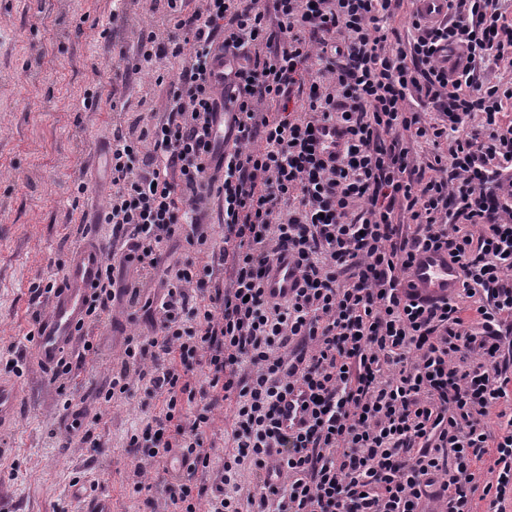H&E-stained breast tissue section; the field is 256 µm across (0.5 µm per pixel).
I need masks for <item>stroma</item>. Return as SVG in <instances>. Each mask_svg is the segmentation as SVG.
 <instances>
[{
    "mask_svg": "<svg viewBox=\"0 0 512 512\" xmlns=\"http://www.w3.org/2000/svg\"><path fill=\"white\" fill-rule=\"evenodd\" d=\"M167 19L166 0H0V378L20 384L19 416L0 432V512H81L77 481L107 496L112 512H174L162 486L133 489L143 451L130 437L164 414L165 395L134 372L127 392L108 391L146 320L123 303L87 321L59 378L27 339L31 312L50 303L34 285L62 282L85 239L112 244L111 225L87 221L112 192L104 148L117 127L140 137L188 65L181 56L138 66L140 31L164 38ZM76 415L85 433L70 438Z\"/></svg>",
    "mask_w": 512,
    "mask_h": 512,
    "instance_id": "obj_1",
    "label": "stroma"
}]
</instances>
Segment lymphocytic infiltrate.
I'll return each mask as SVG.
<instances>
[{
  "label": "lymphocytic infiltrate",
  "instance_id": "lymphocytic-infiltrate-1",
  "mask_svg": "<svg viewBox=\"0 0 512 512\" xmlns=\"http://www.w3.org/2000/svg\"><path fill=\"white\" fill-rule=\"evenodd\" d=\"M166 2V45L142 32L140 59L191 64L145 133L151 157L112 134L103 214L126 251L105 261L87 308L96 319L124 298L154 320L125 348L167 399L142 439L152 462L179 450L190 464L176 479L138 466V490L161 480L177 512L203 499L208 512H475L479 500L512 512V84L484 76L512 67V15L447 0L437 19L413 10L405 38L390 24L403 0H200L190 14ZM223 110L221 147L210 129ZM415 143L431 146L427 165ZM213 200L222 282L209 265L166 264L178 234L207 245ZM429 247L460 268L451 295L408 280ZM285 253L297 284L276 301L265 278ZM131 267L166 268L161 297L141 299ZM296 390L308 420L287 434L277 404ZM230 397L234 452L196 487ZM245 464L249 488L236 480Z\"/></svg>",
  "mask_w": 512,
  "mask_h": 512
}]
</instances>
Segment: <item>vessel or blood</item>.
I'll return each instance as SVG.
<instances>
[{"mask_svg":"<svg viewBox=\"0 0 512 512\" xmlns=\"http://www.w3.org/2000/svg\"><path fill=\"white\" fill-rule=\"evenodd\" d=\"M103 261L104 248L93 238L86 240L70 255L64 284L36 330L35 351L43 367H53L70 349L77 329L85 318L87 299L98 286ZM411 278L425 294L447 295L458 288L460 270L450 261L447 252L430 250L418 257ZM295 281L296 273L290 260L281 257L273 262L268 272L267 292L273 299H285ZM19 394L18 381L0 379V429L15 422ZM303 418L302 395L295 393L281 402L279 419L284 429H296Z\"/></svg>","mask_w":512,"mask_h":512,"instance_id":"1","label":"vessel or blood"}]
</instances>
